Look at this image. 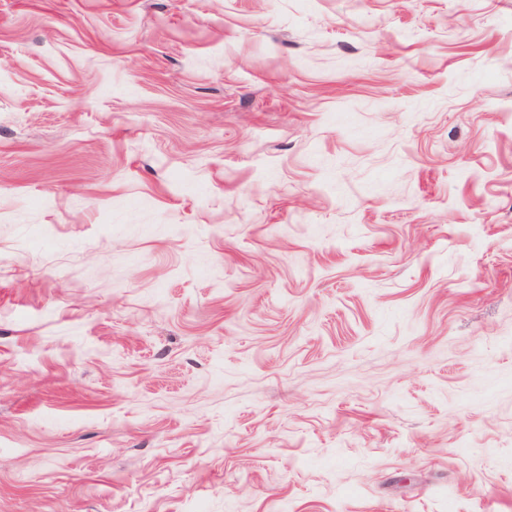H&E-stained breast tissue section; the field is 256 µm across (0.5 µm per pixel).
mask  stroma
Instances as JSON below:
<instances>
[{
  "label": "stroma",
  "instance_id": "stroma-1",
  "mask_svg": "<svg viewBox=\"0 0 512 512\" xmlns=\"http://www.w3.org/2000/svg\"><path fill=\"white\" fill-rule=\"evenodd\" d=\"M0 512H512V0H0Z\"/></svg>",
  "mask_w": 512,
  "mask_h": 512
}]
</instances>
